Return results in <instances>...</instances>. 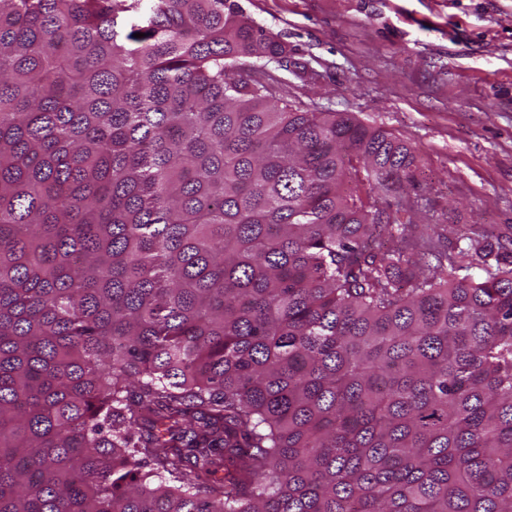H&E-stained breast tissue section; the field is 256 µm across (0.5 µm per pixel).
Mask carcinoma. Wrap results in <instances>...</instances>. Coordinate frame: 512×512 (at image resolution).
I'll return each mask as SVG.
<instances>
[{
  "instance_id": "obj_1",
  "label": "carcinoma",
  "mask_w": 512,
  "mask_h": 512,
  "mask_svg": "<svg viewBox=\"0 0 512 512\" xmlns=\"http://www.w3.org/2000/svg\"><path fill=\"white\" fill-rule=\"evenodd\" d=\"M139 2L0 0V512H512V260L427 263L412 148L234 0Z\"/></svg>"
}]
</instances>
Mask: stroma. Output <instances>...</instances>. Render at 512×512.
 <instances>
[{
  "label": "stroma",
  "instance_id": "35a3bbf8",
  "mask_svg": "<svg viewBox=\"0 0 512 512\" xmlns=\"http://www.w3.org/2000/svg\"><path fill=\"white\" fill-rule=\"evenodd\" d=\"M295 67L253 63L278 103L353 112L410 145L403 196L434 250L512 252V0H238Z\"/></svg>",
  "mask_w": 512,
  "mask_h": 512
}]
</instances>
